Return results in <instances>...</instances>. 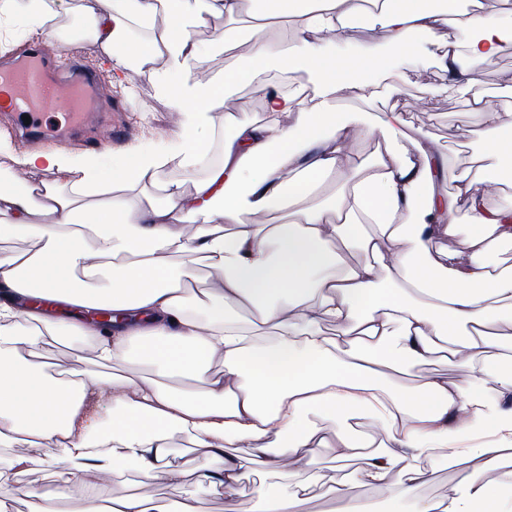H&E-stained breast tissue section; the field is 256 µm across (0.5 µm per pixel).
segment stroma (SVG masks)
Returning <instances> with one entry per match:
<instances>
[{
  "label": "stroma",
  "mask_w": 512,
  "mask_h": 512,
  "mask_svg": "<svg viewBox=\"0 0 512 512\" xmlns=\"http://www.w3.org/2000/svg\"><path fill=\"white\" fill-rule=\"evenodd\" d=\"M74 5L75 0H53L52 23L33 29L18 40L0 39V55L23 54L29 43L35 41L43 42L49 51H65L66 34L85 24ZM250 24L249 17L241 14L192 29L191 37L201 49L203 72L208 79H220L225 67L247 60ZM349 34L353 38L349 51H358L360 44L372 43L386 72L379 94L366 102L340 103V111L367 121L384 113L401 115L410 123L412 136L433 142L447 158L450 175L470 166L483 150L478 138L452 140L448 137L449 132L470 125L472 94H482L499 111L512 110V88L501 80L502 73L512 71V43L503 46L493 65L473 63L477 78L475 87L465 88L450 98L443 91L445 74L431 59L412 66H394L397 50L388 39L378 36L372 13L364 11L355 15L350 21ZM78 51L85 62L99 72L102 103L107 112L113 113L116 123L124 128L125 135L118 140L102 141L87 131L80 134L77 142H59V149L98 153L103 158V169L107 170L124 156L160 147L178 133L180 114L158 93L151 66L134 67L131 76L119 83L112 80L108 64L102 61L91 43L81 42ZM425 468L427 479L418 490L422 498L440 499L452 495L465 476L463 466L449 461L448 451L444 448L436 449L434 458L426 461ZM261 483L277 487L281 481L274 476L261 475L258 468H249L237 493L207 498L202 504L204 512H241ZM99 493L105 497L133 494L151 498L163 503L167 512H174L177 502L162 479H144L130 472L103 478Z\"/></svg>",
  "instance_id": "1"
}]
</instances>
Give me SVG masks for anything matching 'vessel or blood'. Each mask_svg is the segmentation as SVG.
I'll return each instance as SVG.
<instances>
[{
	"mask_svg": "<svg viewBox=\"0 0 512 512\" xmlns=\"http://www.w3.org/2000/svg\"><path fill=\"white\" fill-rule=\"evenodd\" d=\"M0 85L11 89L8 107L17 118L19 137L27 143L55 136V129L44 120L45 110L60 114L70 132L98 109L96 71L77 59L71 60L67 71H59L55 59L40 46L0 68Z\"/></svg>",
	"mask_w": 512,
	"mask_h": 512,
	"instance_id": "vessel-or-blood-1",
	"label": "vessel or blood"
}]
</instances>
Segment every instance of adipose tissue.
<instances>
[{"instance_id":"1","label":"adipose tissue","mask_w":512,"mask_h":512,"mask_svg":"<svg viewBox=\"0 0 512 512\" xmlns=\"http://www.w3.org/2000/svg\"><path fill=\"white\" fill-rule=\"evenodd\" d=\"M367 5L403 63H417L416 38L430 36L451 97L472 82V63L493 62L512 42V0H469L457 22L437 0H81L102 58L163 59L158 86L180 113L181 131L161 150L122 159L106 178L95 175L97 156L19 152L0 135V156L27 177L0 182V240L26 235L38 244L0 250V447L12 451L0 469V512L16 496L28 512H163L148 499L97 493L104 475L127 469L163 475L178 512H202V496L234 492L256 460L289 481L279 491L257 488L247 512H301L311 485L325 481L299 477L323 445L325 416L372 419L381 436L372 446L342 430L337 459L362 463L353 479L337 480V512H373L354 494L358 484L384 489L391 512L407 500L413 512H512L495 479L512 459V372L489 354L491 332L512 334V271L487 258L490 237L512 240V203L501 202L480 165L439 191L446 160L398 115L356 121L337 109L336 100H366L381 81L371 48L348 55L333 44ZM242 13L254 20L247 65L218 81L197 78L201 50L191 29ZM283 17L299 19L303 33L286 47L271 31ZM136 27L154 38L130 43ZM308 32L328 40L310 44ZM273 68L307 72L311 92L263 82ZM244 82L262 94L264 123L227 115L223 162L191 192L178 181L160 185L173 162L192 176L207 154L213 110H228L229 90ZM471 105L470 135L512 177V113L479 95ZM376 137L383 150L361 158L360 145ZM43 172L55 173L56 184L40 185ZM328 175L340 178L336 202L306 204ZM158 187L163 197L148 200ZM289 201L286 223L248 220ZM459 211L468 231L458 248L440 250ZM40 214L52 223H35ZM341 248L366 259L337 269ZM200 260L214 274L204 306L181 286ZM79 269L91 277L77 284ZM38 293L70 309L114 311L118 326L100 332L26 307ZM228 307L243 317H227ZM63 336L87 341L104 365L140 359L153 377L52 376L44 348ZM443 342L449 359L472 363L466 384L435 374L413 391L390 388L387 371L427 360ZM217 357L224 371L213 376ZM198 379L203 389L192 388ZM92 402L111 406V419L90 413ZM176 432L191 437L199 456L193 492L169 446ZM459 443L468 469L462 491L418 497L423 461ZM37 465L49 472L41 486L25 481Z\"/></svg>"}]
</instances>
